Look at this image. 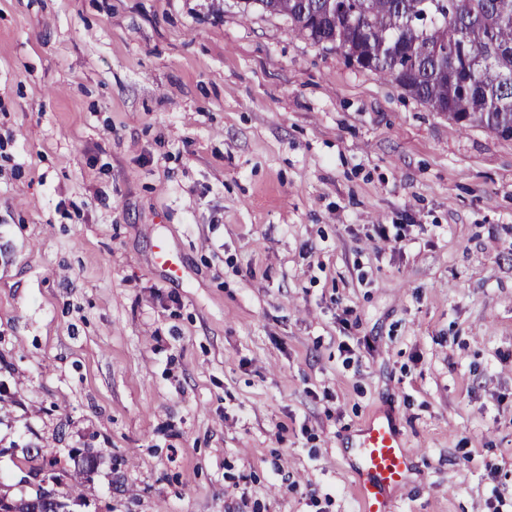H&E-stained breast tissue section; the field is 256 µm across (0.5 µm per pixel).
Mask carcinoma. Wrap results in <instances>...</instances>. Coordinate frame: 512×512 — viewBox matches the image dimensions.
I'll use <instances>...</instances> for the list:
<instances>
[{"mask_svg":"<svg viewBox=\"0 0 512 512\" xmlns=\"http://www.w3.org/2000/svg\"><path fill=\"white\" fill-rule=\"evenodd\" d=\"M460 127L512 140V0H244ZM15 512H48L42 496Z\"/></svg>","mask_w":512,"mask_h":512,"instance_id":"1","label":"carcinoma"}]
</instances>
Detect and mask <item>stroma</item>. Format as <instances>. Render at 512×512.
<instances>
[{"label": "stroma", "mask_w": 512, "mask_h": 512, "mask_svg": "<svg viewBox=\"0 0 512 512\" xmlns=\"http://www.w3.org/2000/svg\"><path fill=\"white\" fill-rule=\"evenodd\" d=\"M383 410L394 512H512V141L242 0H0V494L359 512ZM352 467L360 512H392L394 493L416 467L390 413L370 418L357 431Z\"/></svg>", "instance_id": "obj_1"}]
</instances>
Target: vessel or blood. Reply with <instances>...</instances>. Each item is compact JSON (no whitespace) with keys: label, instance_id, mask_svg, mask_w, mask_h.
<instances>
[{"label":"vessel or blood","instance_id":"b4317fda","mask_svg":"<svg viewBox=\"0 0 512 512\" xmlns=\"http://www.w3.org/2000/svg\"><path fill=\"white\" fill-rule=\"evenodd\" d=\"M352 466L360 512H393V496L416 466L391 414L370 418L357 432Z\"/></svg>","mask_w":512,"mask_h":512}]
</instances>
